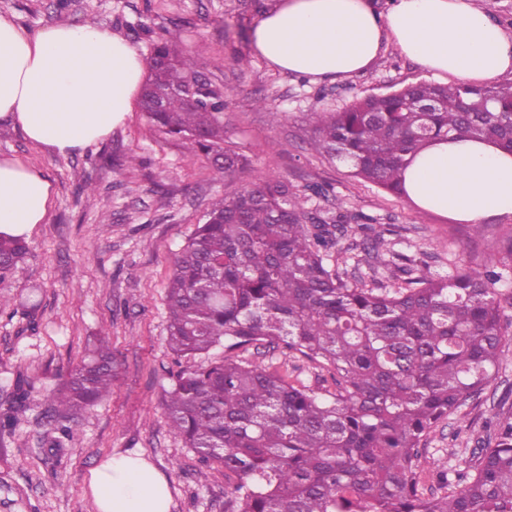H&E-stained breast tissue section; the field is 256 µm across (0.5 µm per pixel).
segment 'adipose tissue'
I'll list each match as a JSON object with an SVG mask.
<instances>
[{"mask_svg": "<svg viewBox=\"0 0 512 512\" xmlns=\"http://www.w3.org/2000/svg\"><path fill=\"white\" fill-rule=\"evenodd\" d=\"M390 45L434 76L479 85L512 75V34L483 0H279L252 32L254 51L279 70L317 81L364 73ZM145 75L139 51L98 26L54 22L28 32L0 16V119L61 157L123 126ZM406 198L462 224L512 218V151L468 137L432 142L405 170ZM52 184L42 169L0 159V234L46 223ZM97 512H170L166 478L139 454L92 470Z\"/></svg>", "mask_w": 512, "mask_h": 512, "instance_id": "1", "label": "adipose tissue"}]
</instances>
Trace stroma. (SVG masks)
<instances>
[{"instance_id":"35a3bbf8","label":"stroma","mask_w":512,"mask_h":512,"mask_svg":"<svg viewBox=\"0 0 512 512\" xmlns=\"http://www.w3.org/2000/svg\"><path fill=\"white\" fill-rule=\"evenodd\" d=\"M0 15L30 32L58 20H91L123 35L145 58L154 41L177 31L200 71L224 86L226 135L250 161L245 173H217L182 140L157 132L137 109L107 139L69 157L46 154L18 127L0 123V157L38 166L54 187L49 220L27 236L24 262L0 273L1 297L18 299L34 285L42 290L35 320L0 311V409L11 404L16 377L38 390L61 383L100 326L110 330L116 366L111 395L71 420L74 438L60 458L46 454L50 402L39 393L15 432L0 437V512H96L92 469L111 456L134 453L167 478L171 512H224L223 465L200 466L160 405L162 385L179 369L167 345L166 287L177 253L213 198L272 173L298 190L322 183L335 202L312 197L306 208L341 205L364 223L386 228L400 250L424 255L432 268L446 271L461 257L491 265L500 235L512 230L507 219H488L477 230L418 209L310 148L311 113L431 81L394 47L365 73L332 83L279 71L253 55L250 30L258 15L251 0H0ZM274 109L284 112V120L272 122ZM131 155L138 165L127 166ZM87 183L96 188L89 200L80 192ZM496 414L512 418V363L479 399L430 432L421 447L424 492H439L441 473L463 469L490 435L487 420Z\"/></svg>"}]
</instances>
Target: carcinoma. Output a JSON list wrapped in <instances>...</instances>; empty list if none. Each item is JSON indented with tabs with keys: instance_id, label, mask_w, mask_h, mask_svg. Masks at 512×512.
<instances>
[{
	"instance_id": "carcinoma-1",
	"label": "carcinoma",
	"mask_w": 512,
	"mask_h": 512,
	"mask_svg": "<svg viewBox=\"0 0 512 512\" xmlns=\"http://www.w3.org/2000/svg\"><path fill=\"white\" fill-rule=\"evenodd\" d=\"M169 35L153 44L139 108L168 136L186 141L226 175L248 162L226 140L224 87L199 74ZM312 148L354 176L402 195L405 168L452 134L512 148V87L421 82L368 95L338 112L313 114ZM345 214L305 209L271 175L210 203L175 258L166 290L167 344L184 361L161 404L171 429L203 465L218 461L236 483L224 512H512V422L465 461L463 483L427 496L419 448L431 429L495 379L512 334V232L495 269L443 273L394 249L384 234L362 242L382 270L350 279L342 236L371 229ZM24 239L0 235V272L21 263ZM39 290L13 313L34 317ZM222 346L273 356L286 349L327 369L324 394L250 360L197 359ZM115 370L109 333L54 390L48 448L71 438L70 416L102 401ZM30 388L14 382L0 434L19 424Z\"/></svg>"
}]
</instances>
